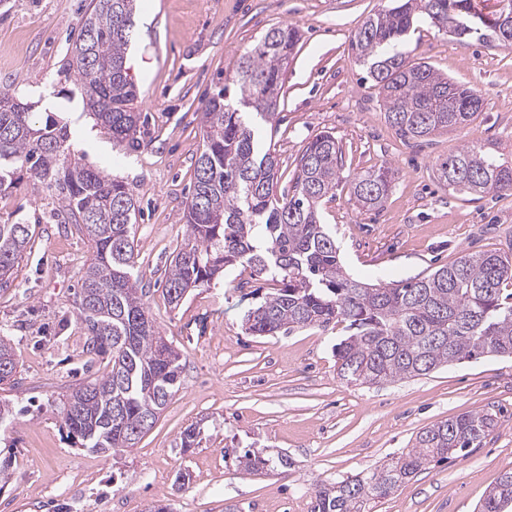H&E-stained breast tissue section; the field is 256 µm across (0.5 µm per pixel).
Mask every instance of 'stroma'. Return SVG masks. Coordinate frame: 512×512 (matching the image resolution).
Wrapping results in <instances>:
<instances>
[{
	"label": "stroma",
	"instance_id": "stroma-1",
	"mask_svg": "<svg viewBox=\"0 0 512 512\" xmlns=\"http://www.w3.org/2000/svg\"><path fill=\"white\" fill-rule=\"evenodd\" d=\"M90 0H0V88L37 102V121L58 113L88 163L130 184L142 214L135 228L137 274L149 313L183 352L182 385L135 447L92 453L75 446L57 413L62 395L111 367L87 353L74 304L87 239L60 223L59 204L29 183L0 195V222L35 225L31 244L0 289V338L19 360L5 390L17 416L0 428V456L12 478L0 512H311L319 486L367 473L412 448L421 429L467 412L497 426L463 456L425 465L374 503L372 512H477L512 471V358L481 357L425 376L379 385L343 380L333 348L344 324L275 336L245 332L234 281L271 293L276 283L236 267L178 308L162 294L169 257L187 234L184 208L203 148L201 113L239 57L274 26L300 34L282 76L273 120L253 117L261 149L279 159V190L290 189L309 140L332 132L342 147L336 195L322 204L340 257L354 277L375 283L429 273L468 252L512 257V196L442 189L437 166L475 142L512 162V46L459 43L418 23L404 49L460 84L477 87L481 112L430 140L404 139L384 118L377 87L356 62L350 38L387 0H138L128 54L139 89L143 145L132 154L86 115L67 51ZM381 165L395 182L382 207L362 209L351 178ZM198 447L177 443L188 426ZM251 449L292 460L284 473L242 470Z\"/></svg>",
	"mask_w": 512,
	"mask_h": 512
}]
</instances>
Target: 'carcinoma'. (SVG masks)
Listing matches in <instances>:
<instances>
[{
	"label": "carcinoma",
	"instance_id": "obj_1",
	"mask_svg": "<svg viewBox=\"0 0 512 512\" xmlns=\"http://www.w3.org/2000/svg\"><path fill=\"white\" fill-rule=\"evenodd\" d=\"M136 0H92L71 49L96 125L115 146L138 141L137 87L126 67ZM465 42L478 36L512 46V26L501 10L483 13L474 0H391L350 39L382 98L384 118L402 136L424 139L468 124L481 111L480 91L461 85L398 50L414 24ZM298 30H267L233 69L238 97L219 94L205 105L203 150L195 161L193 191L184 211L187 237L173 252L164 297L176 308L185 295L208 288L240 265L281 284L243 315L245 330L274 336L295 329L346 323L335 347L340 376L355 384L396 382L427 375L478 356L512 357V259L467 253L427 276L367 284L339 258L336 238L320 223L319 208L335 196L342 148L330 132L314 136L300 156L291 189L278 191L275 153H259L249 114H276L282 69ZM32 106L0 91V194L23 178L53 192L62 212L92 246L74 304L89 350L111 356L102 376L73 388L59 414L68 436L83 448L118 452L134 447L181 387L182 354L162 336L139 287L134 249L139 206L125 182L85 162L70 127L51 117L33 120ZM395 178L383 165L354 176L351 190L365 210L382 206ZM442 186L469 195H512V165L476 144L438 168ZM35 232L33 224H0V288L11 282ZM0 386L15 385L18 361L4 339ZM494 415L468 412L418 432L413 448L362 476L316 491L312 512H368L371 503L411 480L430 459L444 460L482 442ZM247 471L272 461L251 450L238 456ZM512 503V471L505 473L479 512Z\"/></svg>",
	"mask_w": 512,
	"mask_h": 512
}]
</instances>
